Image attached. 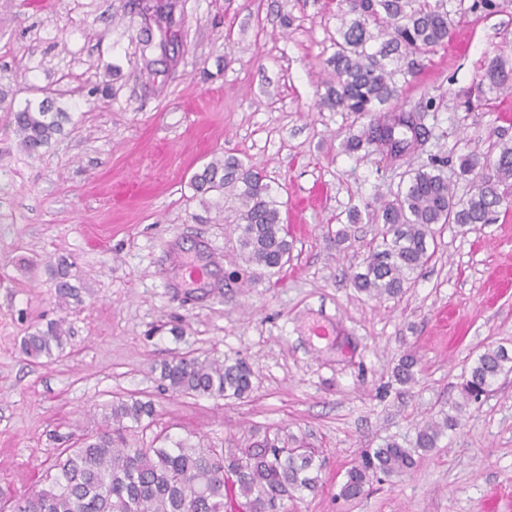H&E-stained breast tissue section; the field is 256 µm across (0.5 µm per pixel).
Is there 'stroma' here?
<instances>
[{
    "label": "stroma",
    "mask_w": 512,
    "mask_h": 512,
    "mask_svg": "<svg viewBox=\"0 0 512 512\" xmlns=\"http://www.w3.org/2000/svg\"><path fill=\"white\" fill-rule=\"evenodd\" d=\"M499 2L480 14L449 0L461 20L448 43L398 62L384 112L415 115L423 134L392 159L347 148L373 118L319 104L336 0H0V512L131 394L153 401L155 431L174 441L243 448L279 433L318 449V490L286 512H512V371L481 402L460 393L485 348L512 349V211L435 225L431 261L397 298L351 281L380 231L375 202L434 157L467 197L458 155L512 145V89L479 87L495 58L512 65V0ZM146 4L167 31L149 67ZM47 96L73 121L32 158L10 115ZM221 155L256 166L282 204L292 252L279 276L240 256L233 193L189 185ZM62 261L77 288L64 300L51 275ZM190 262L207 269L204 287L185 278ZM58 320L62 349L22 354L24 336ZM186 352L246 360L252 392L162 391L158 365ZM409 352L422 371L400 385L392 371ZM447 414L457 426L411 473L339 498L363 453L414 447Z\"/></svg>",
    "instance_id": "1"
}]
</instances>
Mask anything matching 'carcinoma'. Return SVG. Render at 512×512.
Returning a JSON list of instances; mask_svg holds the SVG:
<instances>
[{
  "mask_svg": "<svg viewBox=\"0 0 512 512\" xmlns=\"http://www.w3.org/2000/svg\"><path fill=\"white\" fill-rule=\"evenodd\" d=\"M350 19L342 20L336 50L329 60L333 79L320 104L344 112L374 116L396 99L393 68L407 55H426L448 39L454 27L447 0H346ZM481 81L491 88L512 84V67L492 62ZM23 150L31 157L49 147L71 120L70 113L46 97L37 106L13 113ZM412 118L375 129L368 143H389L400 151L417 143ZM459 174L473 179L465 200L455 199L442 174L445 159L414 172L403 190L385 202L376 218L383 224L382 241L369 248L362 270L353 274L354 288L372 298L395 297L411 287L414 275L432 258L428 239L433 225L490 224L499 210L512 209V146L479 157H457ZM201 195L236 192L240 201L239 245L245 261L270 275L287 264L291 251L280 202L259 171L235 158L218 157L190 180ZM59 297L73 295L69 266L56 270ZM62 322L50 323L22 339L21 350L31 358L50 357L61 349ZM512 369V356L503 346L488 347L462 383V398L478 400L489 393L498 377ZM397 382H416L418 359L407 354L393 371ZM253 369L243 359L220 361L185 355L160 365L164 389L188 397L245 398L252 391ZM156 417L154 403L135 396L119 397L104 409L97 431L84 434L78 446L61 450L44 487L15 501L13 512H226L231 500L247 512H283L284 501L302 491L317 489L321 470L318 451L290 448L279 439H263L250 448L224 451L202 448L187 440L171 447L144 448L127 440L130 430L149 429ZM456 425L448 416L418 429L416 446L436 447L443 431ZM415 465L412 451L396 442L366 454L350 468L339 497L356 499L371 478L400 475Z\"/></svg>",
  "mask_w": 512,
  "mask_h": 512,
  "instance_id": "carcinoma-1",
  "label": "carcinoma"
}]
</instances>
